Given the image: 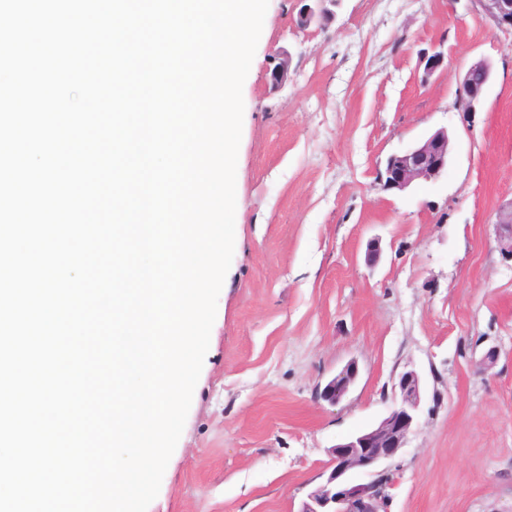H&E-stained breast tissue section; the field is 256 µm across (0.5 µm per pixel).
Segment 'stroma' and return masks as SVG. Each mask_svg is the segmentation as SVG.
I'll return each mask as SVG.
<instances>
[{
    "label": "stroma",
    "instance_id": "1",
    "mask_svg": "<svg viewBox=\"0 0 512 512\" xmlns=\"http://www.w3.org/2000/svg\"><path fill=\"white\" fill-rule=\"evenodd\" d=\"M300 7L269 0L243 85L233 260L148 512H298L330 448L389 413L407 370L421 400L386 463L389 512H512V259L497 223L512 202V34L469 0H338L305 30ZM479 59L493 79L464 112L459 79ZM440 128L442 176L382 190L387 158ZM351 361L349 393L322 399Z\"/></svg>",
    "mask_w": 512,
    "mask_h": 512
}]
</instances>
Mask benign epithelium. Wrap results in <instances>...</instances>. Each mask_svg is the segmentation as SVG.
I'll return each mask as SVG.
<instances>
[{"mask_svg": "<svg viewBox=\"0 0 512 512\" xmlns=\"http://www.w3.org/2000/svg\"><path fill=\"white\" fill-rule=\"evenodd\" d=\"M478 15L492 27L512 34V0H472ZM493 68L487 59L474 62L465 72L459 87L461 104L473 111L492 80ZM448 130H436L424 141L388 157L385 171L378 174L386 190L403 192L419 182L437 180L451 157ZM498 224L503 249L512 257V205L499 212ZM358 376V367L350 362L332 377L321 397L340 402ZM394 408L376 426L356 433L329 450L330 472L326 481L308 493L298 512H387L392 477L383 463L393 459L404 447L416 420L420 404V381L415 371L404 372L393 385ZM364 472L367 479L353 474Z\"/></svg>", "mask_w": 512, "mask_h": 512, "instance_id": "7a95c632", "label": "benign epithelium"}]
</instances>
